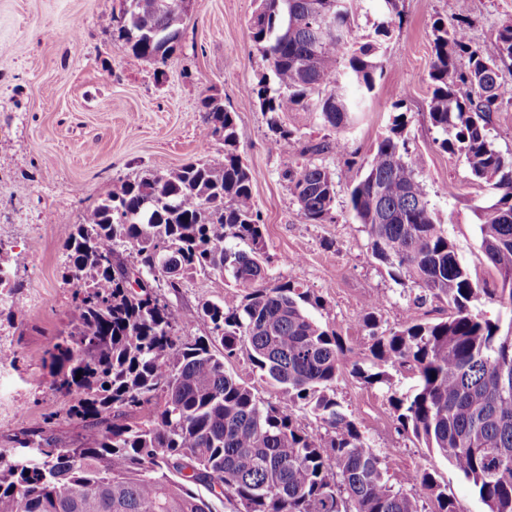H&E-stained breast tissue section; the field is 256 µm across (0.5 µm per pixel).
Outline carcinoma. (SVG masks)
I'll list each match as a JSON object with an SVG mask.
<instances>
[{"mask_svg":"<svg viewBox=\"0 0 512 512\" xmlns=\"http://www.w3.org/2000/svg\"><path fill=\"white\" fill-rule=\"evenodd\" d=\"M362 2L258 0L249 29L266 73L249 94L270 114L272 148L294 138L281 121L286 112H312L338 134L353 128L366 95L393 66L385 44L401 19L398 0H384L374 35L359 39ZM314 3L334 31L326 41L318 38ZM187 14L179 0H120L112 25L135 56L163 62L182 39ZM456 17L450 6L432 24L428 112L440 147L462 155L471 176L493 191L477 216L500 288L479 287L459 260L434 216L420 180L423 159L409 149L399 114L348 206L373 256L421 289L414 303L445 299L450 313L382 330L371 302L363 323L376 371L347 362L351 349L306 314L310 294L290 280L268 279L235 115L209 97L200 135L224 141V161L121 183L85 212L65 243L64 279L75 286L70 331L47 347L44 362L52 389L73 402L69 416L90 420L89 430L74 448L39 430L21 433L14 453L0 451V512H213L195 487L215 498L216 477L235 512H421L413 495L389 482L380 456L336 402L333 384L348 364L369 384L386 380L388 367L413 370L414 391L389 397L399 426L445 456L487 512H512V322L504 327L475 311L482 295L512 306V154L490 139L493 113L512 97L499 74V64L512 60V23L480 49ZM461 86L468 88L463 96ZM283 176L307 221L330 218L333 170L310 161ZM116 245L135 254L143 282L137 290L126 282L127 268L112 263ZM211 271L231 272L245 294L201 304L211 335L196 336L153 283L176 289L186 274ZM216 340L220 355L212 350ZM242 346L280 387V403L263 401L226 372L224 359ZM297 407L314 414L324 432L302 428ZM409 483L432 492L434 512H458L430 472L412 473Z\"/></svg>","mask_w":512,"mask_h":512,"instance_id":"1","label":"carcinoma"}]
</instances>
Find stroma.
Returning a JSON list of instances; mask_svg holds the SVG:
<instances>
[{
  "instance_id": "obj_1",
  "label": "stroma",
  "mask_w": 512,
  "mask_h": 512,
  "mask_svg": "<svg viewBox=\"0 0 512 512\" xmlns=\"http://www.w3.org/2000/svg\"><path fill=\"white\" fill-rule=\"evenodd\" d=\"M256 0H192L185 33L164 62L134 56L112 30L119 0H0V265L16 272L20 290L0 296V450L15 447L23 431L44 429L61 444L82 442L87 427L71 419L69 399L54 393L44 351L66 330L74 288L64 278V244L86 208L121 182L188 162L221 163L223 141L202 144L206 98L221 100L236 117L238 151L253 177L264 226L266 272L308 290L307 314L336 332L368 364L371 340L362 326L376 300L381 327H401L407 316L447 317L448 303L427 298L414 305L418 288L377 260L369 237L348 208V189L389 132L396 112L404 135L424 158L420 178L437 218L473 280L490 288L498 277L482 247L476 207L492 196L473 179L460 155L442 150L426 101L434 61L432 23L448 12V0H400L403 24L387 41L396 61L378 80L361 122L345 132L344 152L321 155L336 173L330 219L309 223L289 191L283 172L301 162L303 147L329 137L309 112L284 116L295 136L287 150L271 149L268 114L247 96L262 70L249 19ZM473 46L489 47L512 21V0H459ZM227 273L193 274L180 288L159 294L198 336L211 333L200 320L202 302L236 292ZM386 382L368 384L343 371L333 386L343 412L351 414L383 460L390 483L407 473L431 472L459 512H486L485 505L448 460L412 434L400 431L391 391H413L418 377L393 368Z\"/></svg>"
}]
</instances>
